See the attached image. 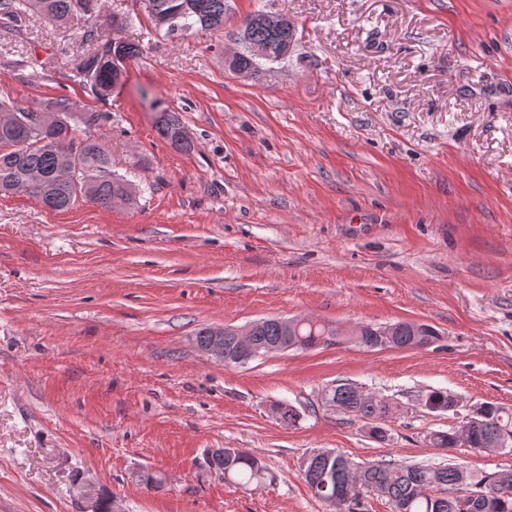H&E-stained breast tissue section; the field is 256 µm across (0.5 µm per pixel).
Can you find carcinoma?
<instances>
[{"label": "carcinoma", "mask_w": 512, "mask_h": 512, "mask_svg": "<svg viewBox=\"0 0 512 512\" xmlns=\"http://www.w3.org/2000/svg\"><path fill=\"white\" fill-rule=\"evenodd\" d=\"M147 16L155 30L167 35L194 30L213 31L224 28V0H143ZM102 11V0H0V27H16L26 17L36 15L59 26L75 19L95 22ZM88 45L75 64L79 84L95 99H107L123 78L124 64L112 61V43L94 29L80 32ZM251 38L267 45V62L280 61L282 46L296 41V31L271 32L256 26ZM230 65L258 71L262 62L246 48L234 53ZM0 195L20 190L38 199L46 208L65 211L80 199L104 208L116 204L132 205L136 194L133 185L112 170V151L98 136L109 122L107 112L80 110L72 99L60 96L44 105L24 106L0 102ZM161 138L174 149L187 153L193 142L180 134L182 122L174 111L162 110L155 122ZM393 345L415 348L439 341L436 330L420 325L416 336L407 322H399ZM344 332L329 324L305 325L299 334H285L276 319H264L256 328L253 342L264 349L285 344L296 350L312 349L323 343V336ZM338 411L361 420L389 418L393 406L375 395L359 393L350 383H338L330 394ZM450 394L430 390L421 405L430 413L448 411ZM512 412L491 402L477 405V415L461 421L448 431L427 435L429 443L451 451L465 440L470 447L490 450L503 438L512 441ZM209 465L224 475V480L238 486H259L266 470L254 456L236 451L232 457L212 459ZM303 476L310 493L326 502L336 492V485H348V496L336 501V512H366V501L377 495L387 499L392 512H512V469L502 470L475 481L477 490L463 492L471 476L454 463L398 464L381 460L358 464L345 454L309 456L303 461Z\"/></svg>", "instance_id": "1"}]
</instances>
